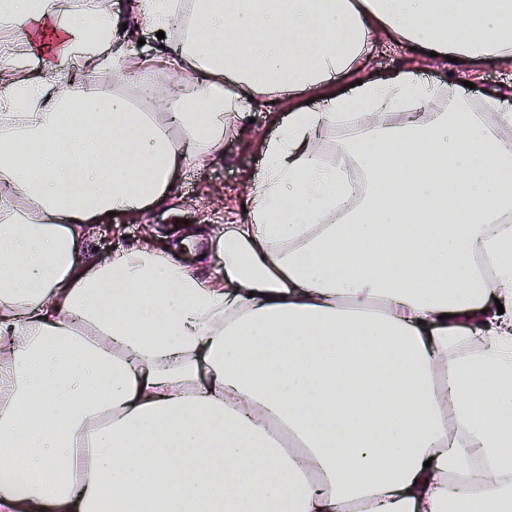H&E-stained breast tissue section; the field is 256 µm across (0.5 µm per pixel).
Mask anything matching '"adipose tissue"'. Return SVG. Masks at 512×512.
I'll return each mask as SVG.
<instances>
[{"label": "adipose tissue", "instance_id": "adipose-tissue-1", "mask_svg": "<svg viewBox=\"0 0 512 512\" xmlns=\"http://www.w3.org/2000/svg\"><path fill=\"white\" fill-rule=\"evenodd\" d=\"M118 6L0 7L12 43L36 23L56 36L41 70L0 71V512H136L143 490L152 512H512V471L488 464L512 415L511 113L497 132L461 125L414 71L365 81L267 144L222 286L147 243L81 256L108 213L162 201L178 169L223 152L254 96L307 95L376 33L512 65V0H193L194 30L142 59L117 44ZM159 64L195 78L163 124L98 90L96 74ZM356 104L386 159L368 178L397 179L337 223L346 182L314 142ZM479 253L494 276L473 273ZM479 460L475 495L461 478Z\"/></svg>", "mask_w": 512, "mask_h": 512}]
</instances>
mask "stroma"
<instances>
[{
  "mask_svg": "<svg viewBox=\"0 0 512 512\" xmlns=\"http://www.w3.org/2000/svg\"><path fill=\"white\" fill-rule=\"evenodd\" d=\"M122 19L128 27L120 32L119 39L134 54L147 55L161 43L175 44L182 39L178 31H166L160 39L155 31L135 27L131 10H124ZM402 69L443 82L449 97L465 92L471 107L476 109H486V99L498 100L497 109H486L489 122H496L499 113L512 111V67L503 66L494 58L478 63L436 60L411 50L408 44L377 35L362 69L335 76L306 98L261 97L252 120L226 131L223 153L205 164L190 163L176 172L173 188L163 203L132 215L115 216L99 225L97 233L85 243V261L99 263L114 251H132L148 240L156 248L165 249L173 261L192 269L204 283H222L224 269L218 231L230 224L244 223L242 206L248 201L249 186L261 167L263 147L276 135L286 115L310 102L318 104L333 96L353 94L354 82L383 79ZM153 82L156 93L145 98L136 79L118 82L105 74L98 78L105 95L123 97L156 118L162 104L173 96L176 81L162 70L155 74Z\"/></svg>",
  "mask_w": 512,
  "mask_h": 512,
  "instance_id": "35a3bbf8",
  "label": "stroma"
}]
</instances>
